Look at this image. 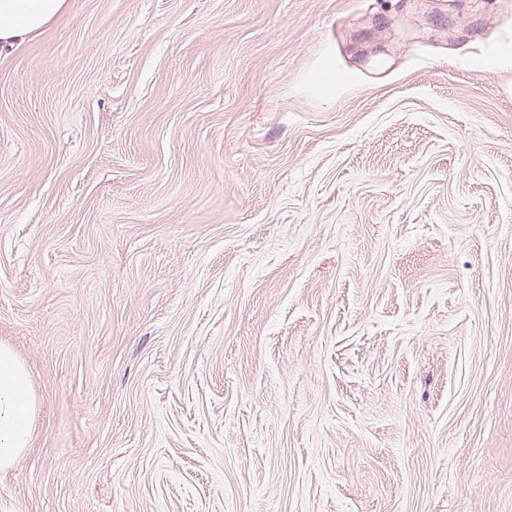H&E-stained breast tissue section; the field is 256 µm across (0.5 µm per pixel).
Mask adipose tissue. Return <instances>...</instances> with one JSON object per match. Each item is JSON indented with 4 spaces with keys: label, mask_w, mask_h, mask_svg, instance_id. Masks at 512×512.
Instances as JSON below:
<instances>
[{
    "label": "adipose tissue",
    "mask_w": 512,
    "mask_h": 512,
    "mask_svg": "<svg viewBox=\"0 0 512 512\" xmlns=\"http://www.w3.org/2000/svg\"><path fill=\"white\" fill-rule=\"evenodd\" d=\"M67 8V0H0V49L41 33ZM34 413L28 371L9 347L1 345L0 472L13 469L28 448Z\"/></svg>",
    "instance_id": "obj_1"
}]
</instances>
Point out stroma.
<instances>
[{
    "label": "stroma",
    "instance_id": "obj_1",
    "mask_svg": "<svg viewBox=\"0 0 512 512\" xmlns=\"http://www.w3.org/2000/svg\"><path fill=\"white\" fill-rule=\"evenodd\" d=\"M512 0H69L0 50V512H512ZM35 405L29 374L14 352L0 346V472L14 468L28 448Z\"/></svg>",
    "mask_w": 512,
    "mask_h": 512
}]
</instances>
